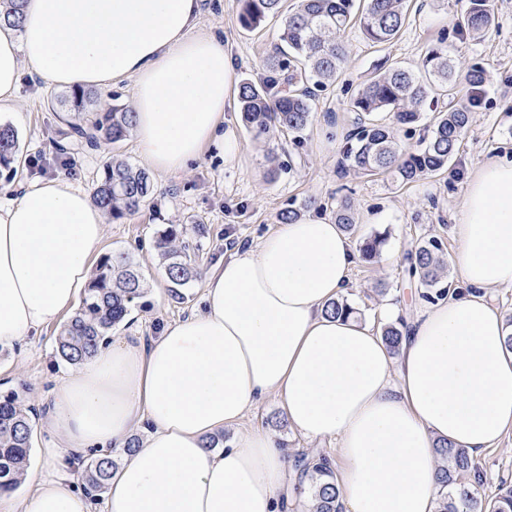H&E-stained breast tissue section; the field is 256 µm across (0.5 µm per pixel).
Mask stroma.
<instances>
[{"instance_id": "1", "label": "stroma", "mask_w": 512, "mask_h": 512, "mask_svg": "<svg viewBox=\"0 0 512 512\" xmlns=\"http://www.w3.org/2000/svg\"><path fill=\"white\" fill-rule=\"evenodd\" d=\"M496 26L486 36L473 38L454 29L459 0H412L408 18L390 43L376 45L359 28L344 34L347 60L334 83L317 92L313 117L300 143L274 133L257 143L247 132L238 102L226 107L224 117L234 123L241 156L225 161L215 149L190 163L178 175L152 173L155 192L135 213L107 219L101 253H129L141 272L147 293L125 326L114 329L113 340L149 341L162 327L185 318L203 307L204 275L237 245L257 246L274 231L279 213L288 207L310 204L312 213L333 217L336 205L349 198L355 224L348 236L360 244L375 233L387 240L372 261H357L345 299L359 311L360 321L382 332L390 320L381 309L396 307L403 320L413 319L421 308V288L404 273V257L422 238L440 236L446 245L445 278L461 287L456 262L457 244L453 227L457 222L467 177L485 160H512V0H494ZM238 0H203L200 28L222 41L235 67L236 80L266 77V63L282 43V20L267 19L255 30H244L239 22ZM447 50L460 67H482L487 75L478 102H470L466 84H458L456 98L470 104V123L460 149L447 170L426 179L402 183L389 175H357L341 165L340 149L355 114L351 101L358 90L382 73L384 62L417 69L427 47ZM63 92L41 79L23 75L12 105L19 120V152L11 168H0V183L28 187L42 181L64 178L87 191H94L104 163L111 156L142 166L134 135L115 147L93 148L71 135L75 117L61 103ZM276 148L281 167L269 175L267 148ZM172 224L184 227L183 237L199 241L196 266L199 275L184 291L183 300L171 298L158 283L162 267L155 242ZM202 232H195V225ZM59 324H52L15 350L0 353V390L18 391L25 407L35 415L29 466L44 469L41 448L52 441L49 418L52 393L58 381L71 370L55 356ZM256 428L276 433L292 454L323 456L339 466L337 448L331 441H313L293 430L285 419L276 395H268L247 411L238 425L216 437L218 446H228L234 436ZM480 474L474 484L482 496L491 497L512 486V433L497 447L477 456Z\"/></svg>"}]
</instances>
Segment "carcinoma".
<instances>
[{
  "instance_id": "1",
  "label": "carcinoma",
  "mask_w": 512,
  "mask_h": 512,
  "mask_svg": "<svg viewBox=\"0 0 512 512\" xmlns=\"http://www.w3.org/2000/svg\"><path fill=\"white\" fill-rule=\"evenodd\" d=\"M283 0H240L239 20L246 29L259 26L269 16L281 14ZM408 0H296L282 21L280 40L285 48L272 58L275 77L263 84L245 79L239 85L242 121L253 139L262 141L270 131L279 129L297 140L312 120V88H322L336 80L346 60L342 35L359 26L375 44L393 40L407 18ZM22 0H0V21L10 26L19 23ZM454 25L473 35H485L494 25L491 0H466ZM472 88L484 83V70L471 67L456 71L453 60L442 48L426 52L424 69L414 71L392 66L366 83L352 103L358 113L353 128L341 147V164L364 175L388 173L402 182H415L441 172L455 157L467 132L470 110L462 102L449 101L448 109L433 115L428 134L413 149L397 143L392 127L372 119L377 112L394 113L396 123L413 126L423 119L422 105L439 93L453 95L457 81ZM134 113L118 106L97 112L87 125L74 123L72 133L97 147L116 144L133 127ZM17 153V134L9 126H0V167L8 168ZM154 191L149 174L128 161L111 157L103 167L94 190L93 201L105 214L119 219L137 211ZM336 223L349 229L355 224L349 199L336 207ZM170 284L171 297L182 300L183 289L198 272L190 254V244L180 240L177 229H167L157 241ZM444 242L431 236L406 254L407 273L418 280L421 298L436 303L448 298L451 285L445 281ZM145 285L131 258L125 253H108L98 262L88 288L76 312L56 337V354L75 366L92 357L108 344L112 330L124 324L135 301L144 297ZM403 330L389 325L382 338L389 349L398 351ZM34 422L30 410L23 407L19 393H0V493L12 492L20 485L19 475L27 468ZM441 465L439 481L447 491L438 512H512V489L491 499L477 496L470 486L475 463L462 449L441 442L437 446ZM73 467L82 480L84 491L97 496L108 485L115 468L111 456L86 461L75 457ZM297 466L309 476L311 512H341L336 474L324 457L301 455Z\"/></svg>"
}]
</instances>
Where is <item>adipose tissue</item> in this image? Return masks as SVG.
Wrapping results in <instances>:
<instances>
[{
	"label": "adipose tissue",
	"mask_w": 512,
	"mask_h": 512,
	"mask_svg": "<svg viewBox=\"0 0 512 512\" xmlns=\"http://www.w3.org/2000/svg\"><path fill=\"white\" fill-rule=\"evenodd\" d=\"M201 3L25 0L19 25L0 27V107L27 72L61 89L130 78L152 170L179 173L212 145L235 160V70L200 31ZM104 234L102 210L63 178L0 201V352L70 313ZM455 238L463 288L424 304L395 354L357 318L324 313L357 259L334 220L303 216L236 250L207 274L202 311L149 343L102 347L61 380L58 443L41 451L51 470L28 471L21 498L0 494V512H284L290 458L273 432L209 446L271 393L302 436L335 440L350 512H437L438 442L476 456L512 431L511 331L489 296L512 282V161L472 174ZM90 448L122 454L99 511L67 473Z\"/></svg>",
	"instance_id": "1"
}]
</instances>
